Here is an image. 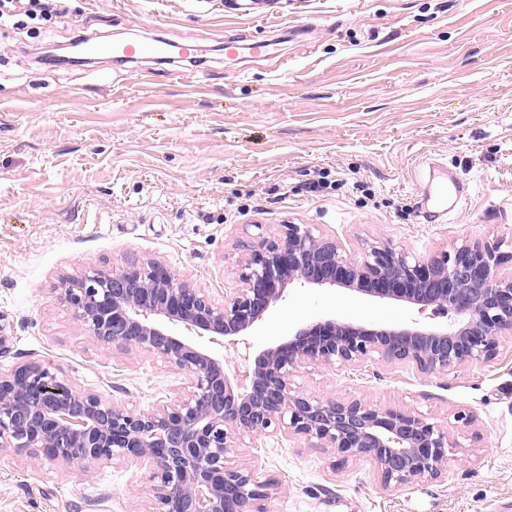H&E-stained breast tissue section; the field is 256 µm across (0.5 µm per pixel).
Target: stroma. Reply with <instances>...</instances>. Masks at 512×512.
<instances>
[{
	"label": "stroma",
	"instance_id": "obj_1",
	"mask_svg": "<svg viewBox=\"0 0 512 512\" xmlns=\"http://www.w3.org/2000/svg\"><path fill=\"white\" fill-rule=\"evenodd\" d=\"M196 42L203 60L43 64L78 36ZM279 38L291 60L225 63V38ZM468 188L465 210L440 190ZM308 225L358 253L429 258L512 241V0H55L0 18V373L41 362L74 387L146 407L184 385L145 352L98 344L59 298L64 277L151 258L215 301L239 243ZM452 323L342 288L292 283L255 350L303 324ZM309 392L401 406L464 447L448 477L380 489L369 462L334 467L305 439L242 447L277 493L269 512H512V343L493 362L425 376L406 365L307 366ZM145 469L0 454V512H152Z\"/></svg>",
	"mask_w": 512,
	"mask_h": 512
}]
</instances>
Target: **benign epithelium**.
I'll return each instance as SVG.
<instances>
[{
	"label": "benign epithelium",
	"instance_id": "1",
	"mask_svg": "<svg viewBox=\"0 0 512 512\" xmlns=\"http://www.w3.org/2000/svg\"><path fill=\"white\" fill-rule=\"evenodd\" d=\"M238 281L215 302L167 265L135 260L61 283L60 300L104 346L143 351L186 379L181 394L129 408L83 391L38 362L0 373V453L69 467L122 459L147 467L153 512H269L275 484L231 462L242 439L299 437L335 456L366 459L382 490L395 492L448 474L463 444L451 426L415 410L331 399L295 382L305 365L354 368L371 359L446 376L493 362L512 338V243L465 241L430 259L368 243L353 256L299 224L242 245ZM294 282L350 288L379 299L433 306L452 324L371 329L328 320L254 353L251 328ZM234 351L232 365L183 337Z\"/></svg>",
	"mask_w": 512,
	"mask_h": 512
}]
</instances>
